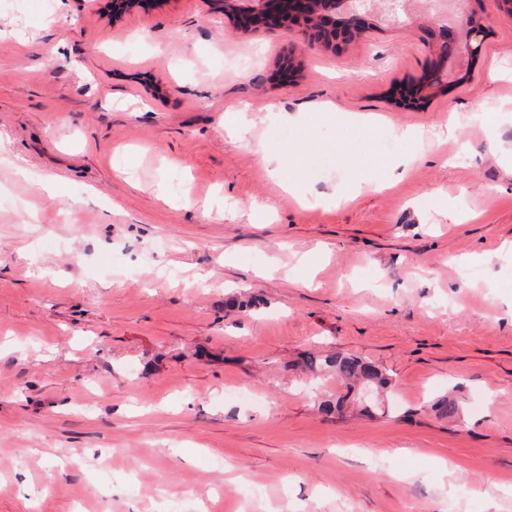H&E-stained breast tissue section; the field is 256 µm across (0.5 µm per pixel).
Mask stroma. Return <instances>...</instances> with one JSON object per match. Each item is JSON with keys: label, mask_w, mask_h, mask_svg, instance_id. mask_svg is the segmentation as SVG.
I'll return each mask as SVG.
<instances>
[{"label": "stroma", "mask_w": 512, "mask_h": 512, "mask_svg": "<svg viewBox=\"0 0 512 512\" xmlns=\"http://www.w3.org/2000/svg\"><path fill=\"white\" fill-rule=\"evenodd\" d=\"M466 2L480 54L406 108L466 28L0 0V512H512V19ZM336 351L392 386L327 418ZM348 0H226L224 8L238 29L257 32L266 27L267 17L274 4L281 12L280 26L286 30L293 25H303L304 34L312 44L336 52L360 36L364 21L357 13L345 14L342 4ZM336 6L343 16L336 23ZM444 76L445 73L442 70L431 69L423 79L406 86L399 97L407 104L423 99H431L446 89Z\"/></svg>", "instance_id": "1"}]
</instances>
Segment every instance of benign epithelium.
Listing matches in <instances>:
<instances>
[{
    "instance_id": "obj_1",
    "label": "benign epithelium",
    "mask_w": 512,
    "mask_h": 512,
    "mask_svg": "<svg viewBox=\"0 0 512 512\" xmlns=\"http://www.w3.org/2000/svg\"><path fill=\"white\" fill-rule=\"evenodd\" d=\"M343 2L345 0H225L224 8L237 28L253 33L266 27L271 6L275 5L282 15L281 27L288 30L293 25H301L310 43L335 52L360 36L364 29V21L356 13L345 14L339 19L333 17ZM460 22L468 28L471 39L452 48L445 42L433 46L436 60L445 63L450 57L475 56L481 49L485 26L468 15ZM444 76L440 69L430 70L423 79L406 86L400 99L411 104L433 98L446 89Z\"/></svg>"
}]
</instances>
